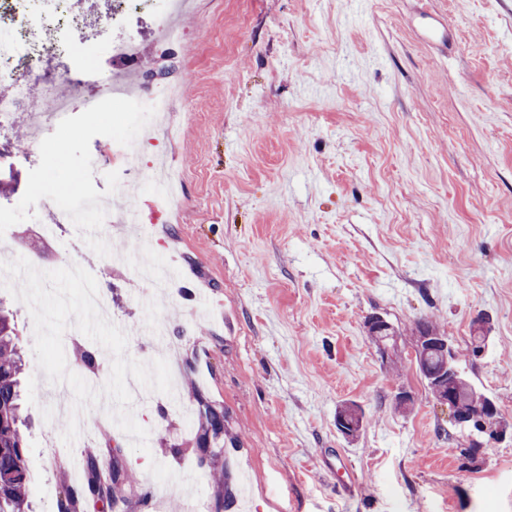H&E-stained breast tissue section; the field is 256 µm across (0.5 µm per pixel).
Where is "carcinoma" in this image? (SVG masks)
<instances>
[{
	"label": "carcinoma",
	"mask_w": 512,
	"mask_h": 512,
	"mask_svg": "<svg viewBox=\"0 0 512 512\" xmlns=\"http://www.w3.org/2000/svg\"><path fill=\"white\" fill-rule=\"evenodd\" d=\"M417 367L430 391H435L431 378L443 369L440 348L430 349ZM23 358L15 342L14 323L9 312L0 308V512H27L29 473L24 460L25 443L20 426L24 422L21 406L19 375ZM200 431L197 436L199 450L204 452L210 444L224 437V409L198 398ZM88 487L102 502L116 500V491L134 481L120 458L113 457L109 464V478L100 476L99 462L92 457L87 462ZM81 501L77 492L68 489L58 503V512H80Z\"/></svg>",
	"instance_id": "obj_1"
}]
</instances>
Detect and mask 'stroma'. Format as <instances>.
<instances>
[{"label":"stroma","mask_w":512,"mask_h":512,"mask_svg":"<svg viewBox=\"0 0 512 512\" xmlns=\"http://www.w3.org/2000/svg\"><path fill=\"white\" fill-rule=\"evenodd\" d=\"M443 18L447 46L427 43L414 18ZM169 80L188 81L194 118L173 149L182 180L179 221H151L142 187L136 219L69 225L67 246L46 233L52 199L82 188L108 198L102 155L114 121L38 147L0 168L12 203L0 260L41 270L80 263L97 274L129 357L153 360V330L182 344L170 360L181 406L133 449L108 401L82 411L72 447L61 434L73 393L55 395L33 352L27 306L0 289L24 349L32 512H58L83 491L87 457L123 448L136 477L118 510L142 512L153 488L161 512L194 497L203 512H512V439L484 441L454 427L412 356L416 321L453 342L465 378L512 421V0H196L181 19ZM377 315L400 334L383 361L365 328ZM488 319L480 356L471 325ZM97 368L80 366L83 351ZM112 357L73 332L67 366L105 383ZM413 395L409 410L395 397ZM224 409V438L196 449L198 398ZM345 404L362 409L356 438L336 428ZM352 464L348 485L323 468L327 450Z\"/></svg>","instance_id":"1"}]
</instances>
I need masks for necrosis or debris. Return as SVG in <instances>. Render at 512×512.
Instances as JSON below:
<instances>
[{
  "label": "necrosis or debris",
  "mask_w": 512,
  "mask_h": 512,
  "mask_svg": "<svg viewBox=\"0 0 512 512\" xmlns=\"http://www.w3.org/2000/svg\"><path fill=\"white\" fill-rule=\"evenodd\" d=\"M63 0H0V85L9 92L0 96V132L22 124L23 134L40 140L43 133L63 134L71 129L74 113L143 112L147 118L133 133L112 137L107 161L120 178L116 191L135 187L142 169L168 160L171 145L184 135L173 115L182 102L181 89L173 82L159 83L149 91H131L130 70L144 57L136 35L115 34L127 0H113L110 13L100 17L98 34L111 62L122 72L111 74L99 86L86 63V37L79 20L64 14ZM150 6L156 44L165 48L185 42L189 33L178 22L190 10L191 0H140ZM182 178L170 164L152 203L157 223H170L178 210ZM58 224L89 222L118 224L122 221L111 203L89 198L54 211Z\"/></svg>",
  "instance_id": "1"
}]
</instances>
